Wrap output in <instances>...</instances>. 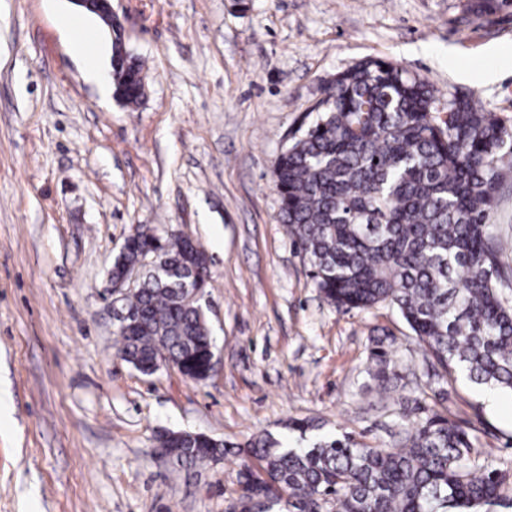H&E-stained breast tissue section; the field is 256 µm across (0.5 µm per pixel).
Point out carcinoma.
<instances>
[{
    "label": "carcinoma",
    "mask_w": 512,
    "mask_h": 512,
    "mask_svg": "<svg viewBox=\"0 0 512 512\" xmlns=\"http://www.w3.org/2000/svg\"><path fill=\"white\" fill-rule=\"evenodd\" d=\"M128 105L144 95L142 68L113 52ZM278 157L279 217L315 288L338 310L395 307L443 386L462 376L512 393V265L492 232L496 196L512 171V125L467 96L441 103L425 79L393 62L366 60L336 76ZM160 275L143 279L127 306L143 312L117 333L116 353L144 374L159 359L208 379L213 340L204 310L183 291L192 262L178 238L156 244L137 226L112 263L120 278L144 252ZM371 359L385 387L395 377L383 340ZM180 460L242 456L237 512H491L512 501V465L480 448L459 422L416 408L384 448L345 434L288 448L268 436L230 445L196 433Z\"/></svg>",
    "instance_id": "obj_1"
}]
</instances>
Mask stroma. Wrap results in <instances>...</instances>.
<instances>
[{
	"mask_svg": "<svg viewBox=\"0 0 512 512\" xmlns=\"http://www.w3.org/2000/svg\"><path fill=\"white\" fill-rule=\"evenodd\" d=\"M473 4L112 0L114 28L85 20L141 63L146 95L130 108L87 79L59 22L72 0H0V512H226L237 456L164 459L167 430L380 446L420 405L512 460V420L461 378L438 396L395 308L322 298L272 175L324 86L366 58L512 119V8ZM139 224L208 254L206 380L116 354L108 270ZM386 334L402 379L385 392L370 348Z\"/></svg>",
	"mask_w": 512,
	"mask_h": 512,
	"instance_id": "obj_1",
	"label": "stroma"
}]
</instances>
